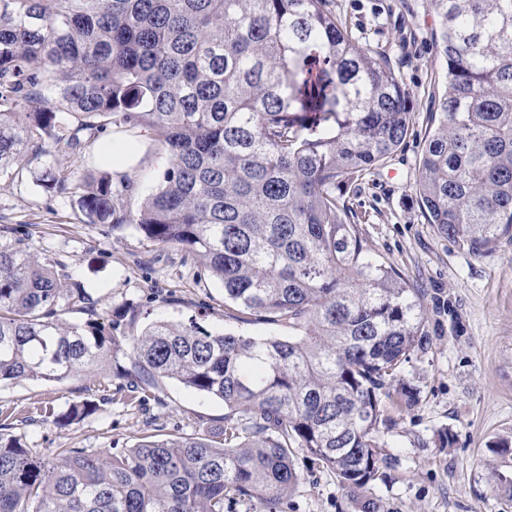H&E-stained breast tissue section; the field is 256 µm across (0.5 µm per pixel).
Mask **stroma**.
Masks as SVG:
<instances>
[{"instance_id":"1","label":"stroma","mask_w":512,"mask_h":512,"mask_svg":"<svg viewBox=\"0 0 512 512\" xmlns=\"http://www.w3.org/2000/svg\"><path fill=\"white\" fill-rule=\"evenodd\" d=\"M330 9L367 45L388 51L404 79L416 114L402 148L343 196L367 251L392 266L421 292L427 345L404 365L420 402L403 413L387 436L398 464L371 487L377 512H512V239L477 257L441 237L428 224L415 188V172L431 125L434 100L444 89L435 54L439 19L428 0H330ZM135 158L127 173L135 191L124 201L136 209L156 191L169 165L150 133L131 138ZM48 158L32 160L22 179H0V244L24 242L63 264L85 288L101 318L127 301L139 304L140 335L150 323L196 320L205 329L248 336H284L287 327L255 320L224 301L222 285L199 258L159 248L133 227L87 224L68 195H49L35 178ZM84 398L100 403L97 414L66 429L39 421L42 406L63 408ZM164 406L141 410L102 386L18 379L0 385V420L12 416L14 432L41 459L59 449L98 450L134 446L153 434H193L222 425L224 405L168 382ZM452 430L451 446L437 434ZM300 484L287 512H358L336 477L296 458Z\"/></svg>"}]
</instances>
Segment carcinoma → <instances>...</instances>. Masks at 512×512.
I'll return each instance as SVG.
<instances>
[{
  "label": "carcinoma",
  "mask_w": 512,
  "mask_h": 512,
  "mask_svg": "<svg viewBox=\"0 0 512 512\" xmlns=\"http://www.w3.org/2000/svg\"><path fill=\"white\" fill-rule=\"evenodd\" d=\"M329 0H0V178L52 156L39 186L72 191L90 224L135 227L198 256L224 302L286 338L155 322L132 304L101 321L62 266L0 245V383L94 378L164 405L171 380L224 403L205 433L149 435L52 464L0 426V512H286L294 458L359 497L420 391L403 375L424 348L418 292L369 258L342 196L404 144L415 123L403 79L360 44ZM446 89L416 191L428 223L473 255L512 237V0H430ZM37 102L41 107L32 109ZM151 131L167 151L160 187L135 210L125 175L73 182L67 159L108 127ZM87 315L64 323L67 312ZM94 400L42 421L65 429Z\"/></svg>",
  "instance_id": "obj_1"
}]
</instances>
